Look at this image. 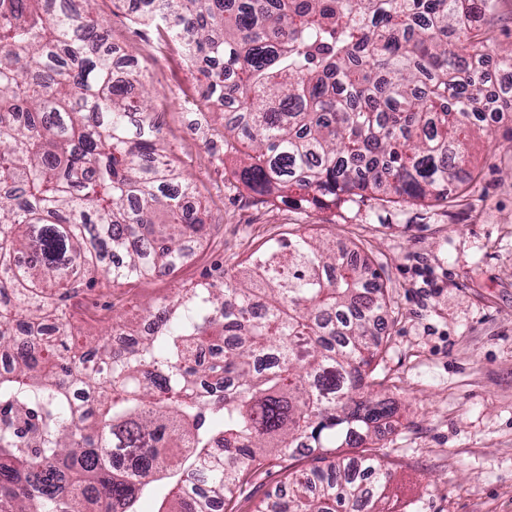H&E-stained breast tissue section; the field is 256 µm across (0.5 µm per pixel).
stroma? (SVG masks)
I'll return each instance as SVG.
<instances>
[{
    "label": "stroma",
    "instance_id": "1",
    "mask_svg": "<svg viewBox=\"0 0 512 512\" xmlns=\"http://www.w3.org/2000/svg\"><path fill=\"white\" fill-rule=\"evenodd\" d=\"M112 43L131 50L157 93L163 136L196 184L216 232L165 279L99 286L71 298L81 342L101 336L113 314L175 288L234 271L290 234L348 246L377 273L388 304L375 375L398 405L376 442L391 473L398 512H512V115L472 143L476 179L443 202L384 203L311 210L263 204L230 179L233 155L219 136L224 114L204 99L203 76L178 44L134 21L121 0H97ZM199 125L207 140L185 134ZM299 456L266 467L236 512L277 496Z\"/></svg>",
    "mask_w": 512,
    "mask_h": 512
}]
</instances>
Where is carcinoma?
Returning a JSON list of instances; mask_svg holds the SVG:
<instances>
[{"label": "carcinoma", "instance_id": "carcinoma-1", "mask_svg": "<svg viewBox=\"0 0 512 512\" xmlns=\"http://www.w3.org/2000/svg\"><path fill=\"white\" fill-rule=\"evenodd\" d=\"M96 0H0V512H233L236 491L298 455L288 497L253 512H398L374 443L376 273L297 234L222 278L112 319L88 348L68 301L157 268L210 234L160 148L142 69L115 70ZM207 70L230 171L262 201L319 209L446 199L488 134L472 14L494 0H134ZM123 261L112 266V258ZM207 486L192 498L190 483Z\"/></svg>", "mask_w": 512, "mask_h": 512}]
</instances>
